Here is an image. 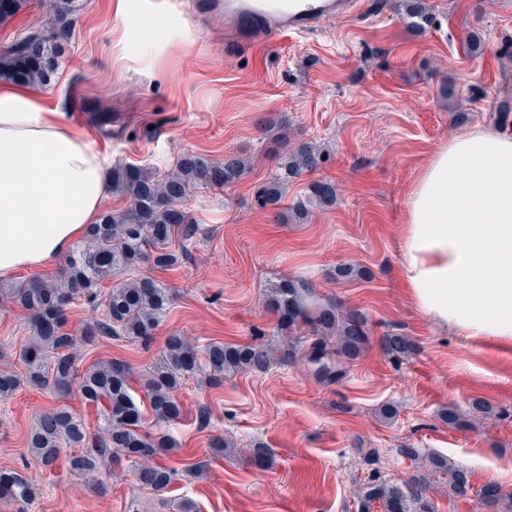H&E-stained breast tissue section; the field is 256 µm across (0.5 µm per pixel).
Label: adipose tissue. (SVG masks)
I'll list each match as a JSON object with an SVG mask.
<instances>
[{
	"label": "adipose tissue",
	"mask_w": 512,
	"mask_h": 512,
	"mask_svg": "<svg viewBox=\"0 0 512 512\" xmlns=\"http://www.w3.org/2000/svg\"><path fill=\"white\" fill-rule=\"evenodd\" d=\"M132 54L168 42L162 0H113ZM111 161L28 87L0 84V279L43 268L97 223ZM402 272L418 308L512 342V135L474 127L439 148L407 194Z\"/></svg>",
	"instance_id": "1"
}]
</instances>
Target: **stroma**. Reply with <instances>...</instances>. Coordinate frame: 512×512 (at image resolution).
<instances>
[{"label":"stroma","mask_w":512,"mask_h":512,"mask_svg":"<svg viewBox=\"0 0 512 512\" xmlns=\"http://www.w3.org/2000/svg\"><path fill=\"white\" fill-rule=\"evenodd\" d=\"M200 0H168L170 43L134 58L112 46L108 0H83L59 63L43 90L45 103L111 154L163 174L187 152L223 159L234 153L250 167L238 183L202 188L184 204L199 226L187 255L144 275L173 293L150 342L98 338L80 347L77 371L119 360L134 375V396L180 333L198 350L213 343L277 344V316L268 294L279 280L309 283L313 304L364 311L369 344L343 365V378L320 380L296 348L266 371L207 374L178 390L182 415L144 430L165 433L175 447L158 463L175 469L164 494L143 488L134 463L112 459L90 484L70 470V449L53 467L28 448L38 416L65 406L90 434L99 411L78 389L59 394L20 386L0 401V469L24 473L38 489L35 512H359L358 493L371 471L401 484L416 471L406 456L442 455L471 474L473 487L500 485L512 497V343L472 338L429 320L402 274L408 189L436 150L475 125H500L512 107V9L503 0H427L431 20L418 27L398 0H357L356 10L307 33L242 42L234 23L206 14ZM313 141L325 153L320 169L290 183L287 201L310 183L334 180V206L304 224L253 206L258 187L276 172L278 136ZM351 264L358 276L335 279ZM410 336L418 350L394 361L382 336ZM32 329L15 304L0 307V369L23 374L21 354ZM490 404L489 412L472 404ZM470 427H449V407ZM227 443L213 448L214 438ZM268 449L266 466L251 450Z\"/></svg>","instance_id":"1"}]
</instances>
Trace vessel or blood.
Here are the masks:
<instances>
[{
    "label": "vessel or blood",
    "mask_w": 512,
    "mask_h": 512,
    "mask_svg": "<svg viewBox=\"0 0 512 512\" xmlns=\"http://www.w3.org/2000/svg\"><path fill=\"white\" fill-rule=\"evenodd\" d=\"M225 17L253 20L249 40L302 34L322 21L344 15L350 0H214Z\"/></svg>",
    "instance_id": "vessel-or-blood-1"
}]
</instances>
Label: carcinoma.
Returning <instances> with one entry per match:
<instances>
[{"label": "carcinoma", "instance_id": "1", "mask_svg": "<svg viewBox=\"0 0 512 512\" xmlns=\"http://www.w3.org/2000/svg\"><path fill=\"white\" fill-rule=\"evenodd\" d=\"M411 18L428 21L425 0H402ZM82 0H52L44 29L0 47V81L23 84L34 90L49 86L55 78L59 58L76 23ZM277 173L258 190V207L276 208L284 199L288 183L303 172H314L324 162L319 146L311 141L279 142ZM247 170V162L236 154L213 160L187 153L163 175L137 165L112 168V194L127 201L119 212L103 214L89 225L84 237L70 252L66 269L53 281L31 280L0 288V305L16 302L28 313L33 336L23 351L25 373L18 376L0 370V400L8 398L23 384L43 389L52 386L65 393L79 380L82 398L102 407L101 434L91 437L84 421L64 408L41 414L32 428L28 447L37 461L52 466L62 448H80L70 457V467L94 478L103 461L124 457L140 461L137 481L144 487L164 493L171 486L174 471L147 460L159 448H172L167 434L154 438L141 431L143 411L133 396L130 370L120 362H98L82 375L75 366L78 341L88 344L98 336H129L149 341L172 300L161 282L133 271L144 264L167 270L179 263L183 251H174L175 242L184 243L197 232V224L182 207L191 190L198 187L224 188L237 183ZM337 187L332 180L313 182L308 193L297 199L289 213L306 221L314 210L336 204ZM309 286L302 280L282 279L271 288L270 307L277 313V329L282 340L278 349L286 357L294 352L288 341L308 338L305 355L315 364L326 361L316 371L322 379L341 375L334 364L358 356L368 342L367 317L334 305L311 308ZM84 301L106 308L105 319L86 323L78 337L67 330V310ZM385 353L395 360L407 359L417 351L408 336L392 332L382 339ZM276 359L269 345H224L213 343L204 356L186 337H168L164 355L144 380L146 399L157 421L169 423L181 416L175 392L181 383L200 371H207L210 382L218 385L224 374L239 370L266 369ZM429 470L414 473L402 484H391L376 477L361 489L362 512L375 503L384 512H431L423 491L430 488L432 475L448 476L449 494L464 498L471 493L468 471L438 455L428 458ZM17 505V512H33L36 488L18 471L0 469V496ZM483 508L497 512L507 507L499 485L487 483L479 491Z\"/></svg>", "mask_w": 512, "mask_h": 512}]
</instances>
